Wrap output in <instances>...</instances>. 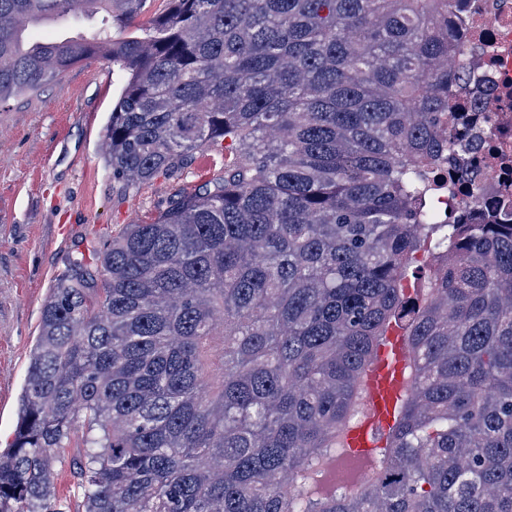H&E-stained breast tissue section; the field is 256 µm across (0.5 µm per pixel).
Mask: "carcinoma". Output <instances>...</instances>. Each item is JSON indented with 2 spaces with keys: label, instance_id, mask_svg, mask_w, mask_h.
I'll return each mask as SVG.
<instances>
[{
  "label": "carcinoma",
  "instance_id": "1",
  "mask_svg": "<svg viewBox=\"0 0 512 512\" xmlns=\"http://www.w3.org/2000/svg\"><path fill=\"white\" fill-rule=\"evenodd\" d=\"M0 0V103L92 56L123 197L195 156L222 175L73 256L45 299L0 512H512V213H434L466 73L452 0ZM72 14L88 35L31 41ZM428 260L417 277L418 256ZM96 296L97 300L89 301ZM403 330L410 389L367 485L331 465ZM71 455H73V449L70 452V456H68L67 463L60 473L58 480V491L63 497L67 498L70 505V512H76L77 505L80 501V496L77 494V488L75 487L77 479L73 475L72 466L70 467L69 465V461L71 463Z\"/></svg>",
  "mask_w": 512,
  "mask_h": 512
}]
</instances>
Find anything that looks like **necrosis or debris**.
<instances>
[{"mask_svg": "<svg viewBox=\"0 0 512 512\" xmlns=\"http://www.w3.org/2000/svg\"><path fill=\"white\" fill-rule=\"evenodd\" d=\"M454 16L461 49L448 66L469 78L449 95L466 101L465 129L479 134L476 159L490 174L471 204L476 216L491 209L500 192L512 196V0H457Z\"/></svg>", "mask_w": 512, "mask_h": 512, "instance_id": "4bbe7bcc", "label": "necrosis or debris"}]
</instances>
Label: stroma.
I'll list each match as a JSON object with an SVG mask.
<instances>
[{"label": "stroma", "instance_id": "35a3bbf8", "mask_svg": "<svg viewBox=\"0 0 512 512\" xmlns=\"http://www.w3.org/2000/svg\"><path fill=\"white\" fill-rule=\"evenodd\" d=\"M118 67L90 57L0 107V448L17 422L42 305L76 252L94 261L123 225L154 217L168 197L220 174L222 156L122 198L102 145Z\"/></svg>", "mask_w": 512, "mask_h": 512}]
</instances>
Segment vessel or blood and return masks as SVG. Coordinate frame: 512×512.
Returning <instances> with one entry per match:
<instances>
[{"mask_svg": "<svg viewBox=\"0 0 512 512\" xmlns=\"http://www.w3.org/2000/svg\"><path fill=\"white\" fill-rule=\"evenodd\" d=\"M409 352L401 337L390 339L379 361L366 380L367 407L349 433L351 449L356 457L369 459L377 446V432L393 423L394 411L404 396L408 379L405 366Z\"/></svg>", "mask_w": 512, "mask_h": 512, "instance_id": "b4317fda", "label": "vessel or blood"}]
</instances>
